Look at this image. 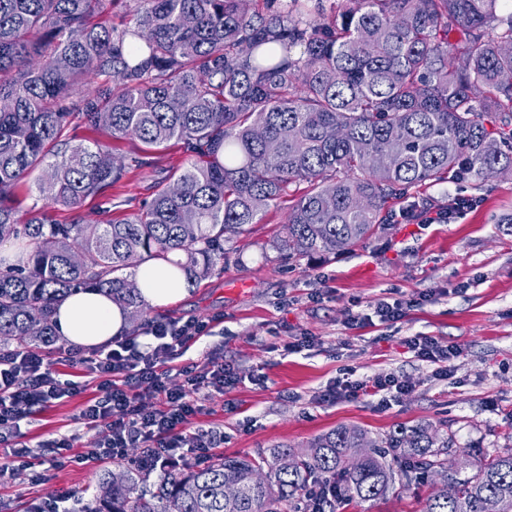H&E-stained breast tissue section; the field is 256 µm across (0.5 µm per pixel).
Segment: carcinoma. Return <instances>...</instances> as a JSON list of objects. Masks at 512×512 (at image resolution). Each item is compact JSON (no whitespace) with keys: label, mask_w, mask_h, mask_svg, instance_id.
Instances as JSON below:
<instances>
[{"label":"carcinoma","mask_w":512,"mask_h":512,"mask_svg":"<svg viewBox=\"0 0 512 512\" xmlns=\"http://www.w3.org/2000/svg\"><path fill=\"white\" fill-rule=\"evenodd\" d=\"M115 2L0 0V239L33 247L26 267L0 262V354L55 345L54 307L80 288L142 315L130 269L176 255L189 280L208 277L224 243L300 183L272 244L290 260L363 242L402 190L512 171V13L498 15V0H335L330 11L285 0L275 12L273 0H135L134 26L91 22ZM293 48L298 58L280 56ZM90 74L106 83L71 101ZM75 114L141 150L71 143ZM173 139L187 156L178 192L90 231L46 215L79 208ZM40 166L43 205L22 220L11 190ZM311 448L223 455L153 491L147 473L108 472L84 512H302L325 478L341 504L376 502L397 473L447 469L424 512H512V453L482 457L429 424L378 443L338 426Z\"/></svg>","instance_id":"obj_1"}]
</instances>
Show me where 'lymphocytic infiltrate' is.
I'll return each mask as SVG.
<instances>
[{
    "instance_id": "lymphocytic-infiltrate-1",
    "label": "lymphocytic infiltrate",
    "mask_w": 512,
    "mask_h": 512,
    "mask_svg": "<svg viewBox=\"0 0 512 512\" xmlns=\"http://www.w3.org/2000/svg\"><path fill=\"white\" fill-rule=\"evenodd\" d=\"M203 330V324L195 320L169 321L150 328L149 345L119 336L113 338L110 350L79 356V364L97 385L78 418L88 427H105L106 432L95 447L77 456V463H108L122 459L126 449L139 448L143 454L136 466L151 473L202 462L223 445V434L190 426L199 412L194 394L204 389L223 392L237 383L235 369L225 363L223 353L213 351L203 364L180 367L183 385L174 388L169 384L168 364L183 357L190 341ZM405 345L418 360L433 365L439 377L447 376L452 361L461 354L457 346L440 344L430 336L407 337ZM411 389L409 381L391 374L361 380L343 377L327 385L320 398L335 403L370 395L385 406ZM76 393L74 383L61 379L33 351L0 359V444L7 447L0 463V485L36 455L34 448L17 441L21 421L34 409Z\"/></svg>"
}]
</instances>
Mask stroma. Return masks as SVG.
<instances>
[{
    "mask_svg": "<svg viewBox=\"0 0 512 512\" xmlns=\"http://www.w3.org/2000/svg\"><path fill=\"white\" fill-rule=\"evenodd\" d=\"M186 165L179 142L153 152L142 167L112 188L88 197L79 211L84 224L120 221ZM474 199L472 208L446 224L432 223L454 195ZM288 199L269 207L261 223L228 242L230 257L196 281L187 297L163 308L145 306L130 335L149 342L156 323L192 318L206 324L182 364L203 362L214 348L233 364L238 384L226 392L196 394L201 411L193 426L223 432V452L252 456L275 445L307 453L316 436L341 425L358 426L381 440L397 425L447 424L460 445H479L490 455L512 452V174L488 180H448L402 191L392 212L415 209L419 222L387 221L357 246L336 254L285 261L271 244L282 235ZM383 297L415 300L397 322L346 326L349 311L369 312ZM315 344L295 353L284 344L301 334ZM425 334L460 345L453 372L442 379L408 352L404 340ZM66 341L38 348L80 394L34 411L21 423L40 455L54 456L49 441L74 436L75 452L94 447L101 431L77 415L95 391L77 362L67 360ZM393 373L413 388L387 407L376 398L327 404L318 395L346 375L363 379ZM142 451L106 464L62 460L44 470L39 462L15 470L0 487V512H29L34 499L69 492L85 499L98 493L104 472L134 469ZM443 474L418 483L396 478L386 498L353 503L342 512H422L442 488Z\"/></svg>",
    "mask_w": 512,
    "mask_h": 512,
    "instance_id": "stroma-1",
    "label": "stroma"
}]
</instances>
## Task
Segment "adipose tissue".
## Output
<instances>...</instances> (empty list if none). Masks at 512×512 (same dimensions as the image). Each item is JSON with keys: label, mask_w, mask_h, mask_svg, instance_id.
Instances as JSON below:
<instances>
[{"label": "adipose tissue", "mask_w": 512, "mask_h": 512, "mask_svg": "<svg viewBox=\"0 0 512 512\" xmlns=\"http://www.w3.org/2000/svg\"><path fill=\"white\" fill-rule=\"evenodd\" d=\"M137 284L144 300L154 307L173 304L190 291L183 273L155 260L138 269ZM54 323L59 336L80 348L109 344L130 328L126 310L94 288L78 290L62 301Z\"/></svg>", "instance_id": "obj_1"}]
</instances>
